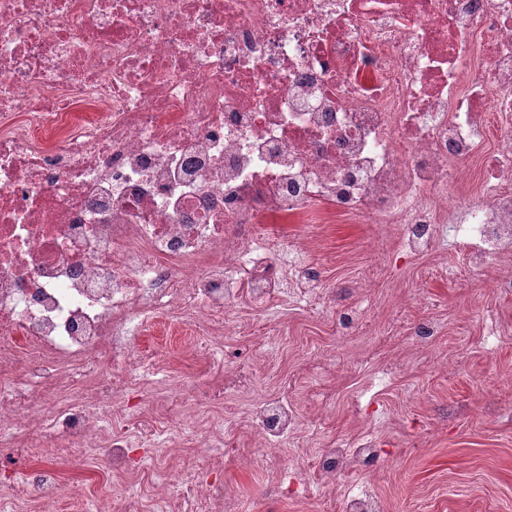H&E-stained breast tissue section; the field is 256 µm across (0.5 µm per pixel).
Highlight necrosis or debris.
Instances as JSON below:
<instances>
[{
	"label": "necrosis or debris",
	"mask_w": 512,
	"mask_h": 512,
	"mask_svg": "<svg viewBox=\"0 0 512 512\" xmlns=\"http://www.w3.org/2000/svg\"><path fill=\"white\" fill-rule=\"evenodd\" d=\"M510 118L512 0H0V446L36 421L93 445L95 409L56 410L27 383L68 390L103 346L121 381L155 379L134 338L157 315L326 307L305 248L269 225L326 206L390 225L409 254L447 224L470 267L512 255V129L492 130ZM470 161L481 188L460 202ZM244 416L283 460L296 406ZM108 446L134 512L225 495L143 493L128 438ZM373 453L322 448L313 473L339 480Z\"/></svg>",
	"instance_id": "1"
}]
</instances>
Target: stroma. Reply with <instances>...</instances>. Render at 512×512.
Here are the masks:
<instances>
[{
	"label": "stroma",
	"mask_w": 512,
	"mask_h": 512,
	"mask_svg": "<svg viewBox=\"0 0 512 512\" xmlns=\"http://www.w3.org/2000/svg\"><path fill=\"white\" fill-rule=\"evenodd\" d=\"M316 224H287L289 238L304 240L331 310L304 311L285 302L268 312L239 300L224 325L223 362L197 344L190 313L148 322L136 349L192 385L217 382L240 367L258 392L289 385L306 433L288 448L301 467L315 451L349 445L361 436L374 455L357 475L386 512H512V337L498 350L484 345L488 325L512 328V297L493 290L495 264L472 271L467 250L438 232L430 250L410 257L397 237L375 224H359L328 208ZM351 302L366 308L364 358H348L349 340L337 312ZM441 325L428 360L412 355L416 321ZM242 394L226 391L215 410L233 429L228 445L210 449L195 479L234 491V505L213 512H344L342 485L316 480L302 497L269 468L257 432L238 413ZM53 464L63 482L51 506L33 498L18 512H81L67 488L78 479L94 499L106 485L107 448L75 453L58 439L48 456L0 447V493Z\"/></svg>",
	"instance_id": "stroma-1"
}]
</instances>
